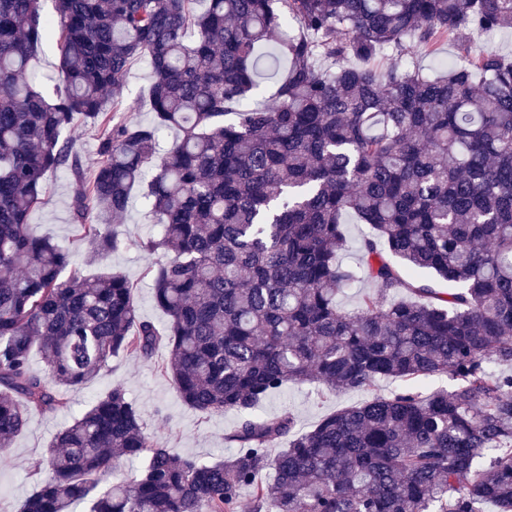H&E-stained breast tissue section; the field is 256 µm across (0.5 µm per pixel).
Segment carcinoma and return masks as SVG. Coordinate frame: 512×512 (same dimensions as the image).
<instances>
[{
	"mask_svg": "<svg viewBox=\"0 0 512 512\" xmlns=\"http://www.w3.org/2000/svg\"><path fill=\"white\" fill-rule=\"evenodd\" d=\"M41 2L0 0V461L28 414L161 347L185 406L239 421L235 454H176L117 385L35 462L46 478L19 512H236L245 487L253 512H512V371L491 370L512 367V55L482 49L445 76L371 66L388 47L512 28V0H54L53 16ZM48 39L54 97L31 70ZM137 59L153 73L147 124L114 120L106 97ZM265 71L275 101L246 104ZM79 119L98 132L91 171ZM166 129L179 134L161 149ZM51 172L72 179L91 262L124 244L109 220L140 193L159 233L139 246L166 255L151 269L166 327L138 315L124 275H85L31 230ZM347 213L370 228L355 266L338 259ZM361 278L373 289L340 311ZM441 377L451 388L421 390ZM383 378L406 387L305 433L255 414L290 383ZM123 459L141 470L114 480Z\"/></svg>",
	"mask_w": 512,
	"mask_h": 512,
	"instance_id": "1",
	"label": "carcinoma"
}]
</instances>
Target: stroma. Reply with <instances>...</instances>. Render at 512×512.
Returning a JSON list of instances; mask_svg holds the SVG:
<instances>
[{"mask_svg": "<svg viewBox=\"0 0 512 512\" xmlns=\"http://www.w3.org/2000/svg\"><path fill=\"white\" fill-rule=\"evenodd\" d=\"M152 78L146 61L137 60L131 64L124 86L113 94L125 118L150 121L151 111L145 93ZM43 198V204L30 215L33 230L51 236L57 244L70 250L75 264H83L93 246L72 220L69 175L62 172L48 174ZM116 223L124 243L117 251L97 261L96 267L123 273L134 285L133 299L138 313L158 326H165L167 317L153 299L152 278L148 272L157 258L137 246L138 241L157 233V226L140 196H132L127 212L117 217ZM166 357V349L161 348L150 360L135 356L113 360L108 370L91 383L67 392L68 409L47 415L31 413L25 429L14 442L11 459L0 464V512H18L39 481L32 470L34 462L80 410L116 385L122 386L139 407L146 433L159 443L173 448L176 453L205 460L232 455L233 449L226 436L238 422L237 413L227 411L203 417L183 405L171 379L160 370ZM401 386V381L385 379L371 392L358 390L330 394L309 383L291 384L264 399L257 411L266 416L291 411L296 418L297 431L305 432L326 414L361 404L375 394H389Z\"/></svg>", "mask_w": 512, "mask_h": 512, "instance_id": "1", "label": "stroma"}]
</instances>
